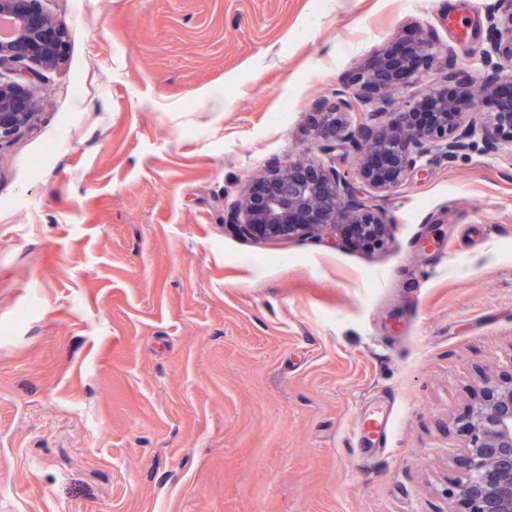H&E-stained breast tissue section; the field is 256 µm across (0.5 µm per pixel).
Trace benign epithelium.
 Returning a JSON list of instances; mask_svg holds the SVG:
<instances>
[{"label": "benign epithelium", "instance_id": "7a95c632", "mask_svg": "<svg viewBox=\"0 0 512 512\" xmlns=\"http://www.w3.org/2000/svg\"><path fill=\"white\" fill-rule=\"evenodd\" d=\"M11 32L0 37V69L17 78L0 82V146L17 138L34 121L36 99L26 62L54 68L64 59L69 34L55 26L39 0H0V20ZM490 45L496 62L479 80L455 69L446 56L444 82L410 93L391 125L381 117L394 98L423 81L439 46L431 33L402 49L384 50L356 76V89L321 99L315 105L318 137L328 149L350 152L354 169L335 162L296 161L276 166L259 188H250L229 208L224 222L245 238L281 240L323 237L340 226L350 228L361 245L383 246L390 218L361 198L364 190L384 197L421 170L432 153L455 155L484 143L490 152L512 157V0H496L490 19ZM480 396L461 422L464 437L459 474L448 488L465 512H512V376L483 378Z\"/></svg>", "mask_w": 512, "mask_h": 512}]
</instances>
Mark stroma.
Segmentation results:
<instances>
[{"instance_id": "35a3bbf8", "label": "stroma", "mask_w": 512, "mask_h": 512, "mask_svg": "<svg viewBox=\"0 0 512 512\" xmlns=\"http://www.w3.org/2000/svg\"><path fill=\"white\" fill-rule=\"evenodd\" d=\"M494 2L41 0L70 40L0 148V512H456L512 371V158L427 157L383 249L224 212L326 160L313 104L377 51L428 28L487 71Z\"/></svg>"}]
</instances>
